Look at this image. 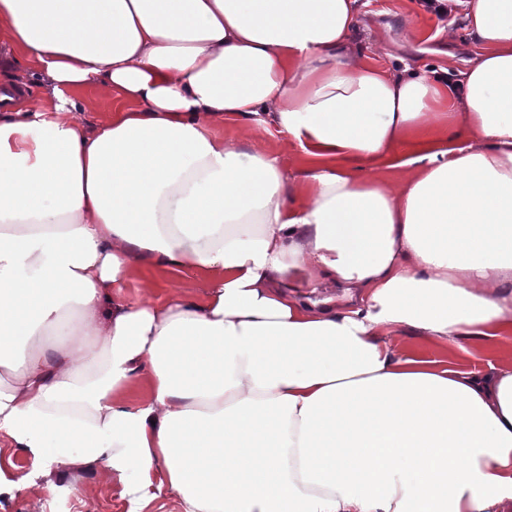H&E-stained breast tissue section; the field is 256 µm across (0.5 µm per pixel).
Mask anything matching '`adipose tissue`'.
I'll list each match as a JSON object with an SVG mask.
<instances>
[{
	"instance_id": "ef3b65f1",
	"label": "adipose tissue",
	"mask_w": 512,
	"mask_h": 512,
	"mask_svg": "<svg viewBox=\"0 0 512 512\" xmlns=\"http://www.w3.org/2000/svg\"><path fill=\"white\" fill-rule=\"evenodd\" d=\"M451 5L479 51L450 85L360 55L359 0H0L51 90L0 84V435L50 492L101 466L129 512H512V367L394 342L512 335V0ZM16 81L20 87L15 88V97L22 96L25 93V89L27 91L26 96L19 100L24 105H27L29 102L32 103L38 100H43L49 93L47 82L38 76L25 74L22 76V79H18ZM76 96L82 105L78 118L88 128L96 125L112 107V98L103 96L93 87L82 89ZM251 135L253 141L278 154L285 167L288 169L289 166L290 170H293L297 160L298 147L287 134H282L277 129L269 127L257 128ZM155 276L162 284L170 280L176 287L173 289L183 295L202 296L206 288V285L193 275L171 276L158 271L155 273Z\"/></svg>"
}]
</instances>
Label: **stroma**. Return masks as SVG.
<instances>
[{
  "label": "stroma",
  "instance_id": "stroma-1",
  "mask_svg": "<svg viewBox=\"0 0 512 512\" xmlns=\"http://www.w3.org/2000/svg\"><path fill=\"white\" fill-rule=\"evenodd\" d=\"M366 28L356 33L364 56L374 64L399 71L427 65L437 72L463 71L478 48L472 43L465 17L440 24L420 0H359ZM429 356L473 370L512 365V339L501 340L495 354L473 341L464 349H429ZM34 461L0 437V482L20 485L17 494H0V512H128L123 485L116 474L99 468L70 471L69 481L84 486L82 495L50 493L37 475Z\"/></svg>",
  "mask_w": 512,
  "mask_h": 512
}]
</instances>
